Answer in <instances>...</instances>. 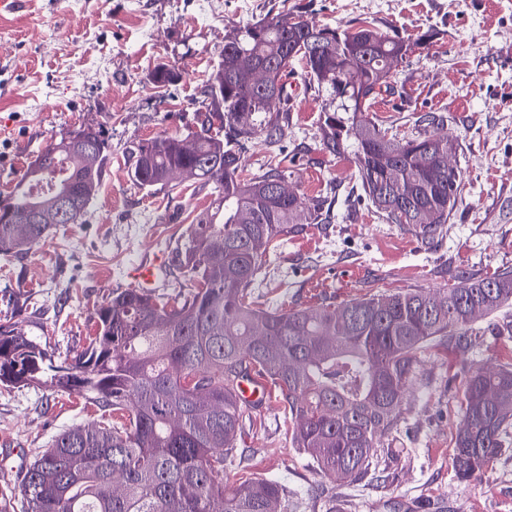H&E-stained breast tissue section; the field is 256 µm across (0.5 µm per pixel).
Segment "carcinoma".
<instances>
[{
    "mask_svg": "<svg viewBox=\"0 0 512 512\" xmlns=\"http://www.w3.org/2000/svg\"><path fill=\"white\" fill-rule=\"evenodd\" d=\"M413 45L375 27L338 30L278 15L235 29L224 43L221 92L209 79L211 108L187 153L179 136L137 145L131 178L146 188L170 184L173 169L213 185L211 209L198 214L176 251L189 290L175 296L131 288L97 309L94 334L67 365L53 363L40 343L0 325V385L81 391L86 403L112 414L106 424L76 425L29 465L21 486L25 512H287L272 480L224 484L248 406L239 383L255 376L278 394L292 423L293 447L308 453L326 477L365 479L383 439L402 414L416 356L448 338L466 340L476 318L512 303V271L462 277L438 292L373 294L316 308L269 310L254 301L267 254L301 223L315 224L324 202L301 208L274 188L279 165L240 179V128L262 133L281 151L288 125L286 79L300 65L328 94L321 150L352 156L360 189L392 224L423 239L453 219L461 174L448 167L455 140L443 119L416 117L438 133L398 138L368 111L391 87L393 67ZM250 62L272 75L268 85L238 75ZM84 162L64 141L43 148L4 207L38 208L44 223L28 237L0 213V253L30 252L59 221L54 200L83 186ZM512 435V369L472 371L465 387L453 469L461 480L480 475L506 451ZM122 489L112 488V476Z\"/></svg>",
    "mask_w": 512,
    "mask_h": 512,
    "instance_id": "obj_1",
    "label": "carcinoma"
}]
</instances>
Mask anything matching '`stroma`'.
Masks as SVG:
<instances>
[{"instance_id":"obj_1","label":"stroma","mask_w":512,"mask_h":512,"mask_svg":"<svg viewBox=\"0 0 512 512\" xmlns=\"http://www.w3.org/2000/svg\"><path fill=\"white\" fill-rule=\"evenodd\" d=\"M294 14L347 29L372 24L415 43L396 66L393 91L374 109L410 133L412 113L434 112L458 138L462 192L453 220L425 242L360 201L355 166L321 152L323 99L302 73L288 79L289 123L281 155L302 202L331 194L328 222L303 224L271 250L257 293L273 308L313 307L383 292H435L458 277L512 270V0H0V200L38 151L86 126L108 141L87 214L52 228L30 253L0 254V324L36 339L63 362L93 332L96 310L134 285L129 272L156 256L162 292L189 282L171 250L214 198L212 186L140 188L134 149L163 134L186 136L210 108L205 93L235 27ZM178 74L154 82L159 66ZM512 305L476 319L465 349L455 342L418 355L394 453L378 476L346 485L321 475L291 445L281 404L253 407L224 482L275 480L288 512H512V448L482 474L457 479L452 457L463 391L479 367L512 368ZM101 419L78 391L0 386V489L18 491L29 464L76 424Z\"/></svg>"}]
</instances>
